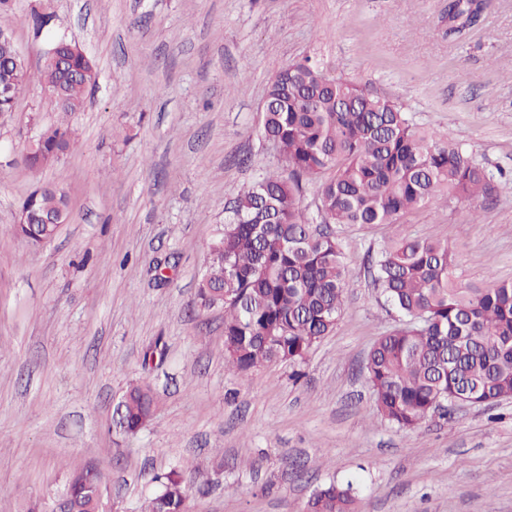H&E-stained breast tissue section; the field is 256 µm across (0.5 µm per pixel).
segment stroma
<instances>
[{
    "instance_id": "1",
    "label": "stroma",
    "mask_w": 512,
    "mask_h": 512,
    "mask_svg": "<svg viewBox=\"0 0 512 512\" xmlns=\"http://www.w3.org/2000/svg\"><path fill=\"white\" fill-rule=\"evenodd\" d=\"M486 3L452 35L448 0H12L0 27L30 71L62 37L97 81L73 115L37 84L0 113V512L88 465L111 512H141L173 467L193 478L189 512H304L349 479L359 512H512V399L403 430L361 372L396 319L371 275L384 241L438 239L464 279L512 282V191L337 225L344 308L298 363L227 369L223 310L195 306L225 204L278 165L262 109L289 62L318 60L512 174V0ZM64 122L75 147L28 168L30 137ZM44 184L69 213L34 247L13 226ZM136 384L156 408L126 435L116 408Z\"/></svg>"
}]
</instances>
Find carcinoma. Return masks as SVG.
I'll list each match as a JSON object with an SVG mask.
<instances>
[{
  "mask_svg": "<svg viewBox=\"0 0 512 512\" xmlns=\"http://www.w3.org/2000/svg\"><path fill=\"white\" fill-rule=\"evenodd\" d=\"M483 4L448 0V21L477 17ZM12 39L0 40V112L14 110L20 90L37 80L66 114L82 110L97 73L79 53L63 52L75 80L43 66L36 75L13 62ZM263 135L288 174L265 173L237 196L209 248L196 304L224 309L225 363L238 371L294 364L328 335L341 316L346 265L335 224H395L400 215L443 192L475 203L491 197L502 178L468 155L448 133L416 124L393 102L340 79L310 58L272 77L263 109ZM74 146L64 126L42 130L25 148L37 170ZM319 181L318 214L302 205V179ZM40 211H67L65 193L30 194ZM376 282L398 324L380 336L364 364L376 410L392 425L413 430L435 411L466 395L489 406L512 398V282L467 281L448 244L418 237L390 239L375 258ZM124 432L151 420L146 386L122 399ZM144 512H180L190 483L172 470ZM70 512H104L105 502L84 471L65 474ZM353 484L331 483L312 494L308 512H356Z\"/></svg>",
  "mask_w": 512,
  "mask_h": 512,
  "instance_id": "obj_1",
  "label": "carcinoma"
}]
</instances>
